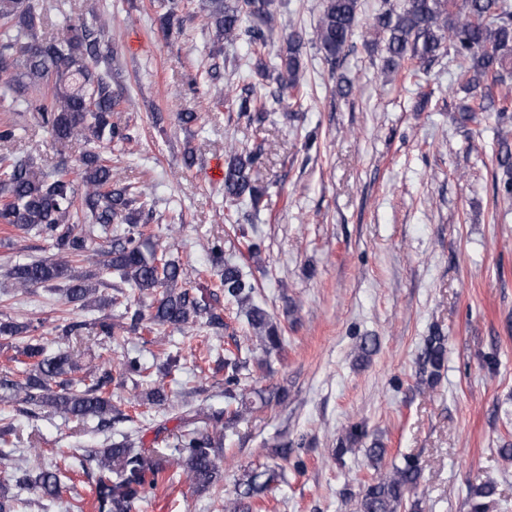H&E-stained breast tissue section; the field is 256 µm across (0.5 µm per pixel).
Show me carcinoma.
<instances>
[{"label": "carcinoma", "instance_id": "cac0c4a2", "mask_svg": "<svg viewBox=\"0 0 512 512\" xmlns=\"http://www.w3.org/2000/svg\"><path fill=\"white\" fill-rule=\"evenodd\" d=\"M159 15V29L170 45L183 35V17L178 0H167ZM273 0H207L205 6L214 38L209 56L224 55V43L244 40L257 48L266 47V31L273 27ZM44 14L40 0H0V103L13 112H33L39 125L58 142L83 141L94 146L69 165L38 166L29 156H0V224L19 234L34 233L50 241L57 250L52 259L17 263L8 277L22 291L63 284L67 302L80 307L96 303L101 307L125 305L132 311L130 324L123 327L101 318L93 323L96 335L112 341L124 332L156 333L162 327L180 329L200 322L213 329L224 328V317L193 293L181 263L172 258L154 235L145 232L153 220L154 201L143 187L117 179L106 164L100 148L130 140L128 127L113 120L124 102L112 72L114 50L106 23L88 22L83 16L62 13V23L54 37L38 36ZM359 24V0H322L321 13L311 39L330 72L345 56ZM369 33L386 41L388 57L383 74L397 73L404 64H413L412 77L446 57L455 62L467 90H479V99L459 109L464 121L493 111L504 118L512 112V0H404L395 6L382 0L378 12L367 23ZM303 33L294 30L284 47L277 50L278 62L268 65L256 59L255 69L271 78L276 89L256 96L250 85L232 98L243 115L270 111L288 95L300 104L303 91ZM498 162L509 176L506 195H512V140L499 131ZM260 152H240L229 147L224 165V197L236 202L249 199L259 208L268 188L252 181L251 171ZM81 176L83 192H78L72 174ZM96 238L103 244L92 249ZM97 256V273H83L73 263ZM211 263L220 271L224 297L245 311L248 325L265 349H279L282 336L268 312L255 304L256 286L240 267L225 258L224 241L216 238L210 247ZM105 274H114L120 283L112 285V295L102 296L99 288ZM159 292L149 314L131 310L126 290ZM31 324L0 322V336H28L16 353L30 361L22 380L0 379L5 389L34 407H50L76 420L98 418L102 427L112 423L110 387L114 375L133 379L149 376V367L137 357L118 363H103L90 374L81 390L72 388L68 375L75 371L71 355H46V349L32 333ZM419 361L426 382L434 384L447 361L446 339L440 335L424 339ZM247 361L234 353L224 356V413L211 417L213 431L222 433L252 408L253 401L240 388V373ZM366 437L353 426L338 439L333 456L341 458L348 446ZM180 460L190 482L206 491L220 479L218 459L223 440L205 432L184 434L178 444ZM386 449L374 442L367 449L374 474L364 485L356 512H401L410 494L418 487L421 467L414 458L400 466L383 468ZM99 469L96 483L97 512H131L133 503L152 493L164 480L162 458L147 461L135 452L134 443L113 444L95 455ZM17 482L54 497L59 491L56 472L41 465L16 467ZM277 479L270 469H255L237 483L228 512H253L251 502L264 495ZM496 485L486 480L470 490L471 512H486L487 499Z\"/></svg>", "mask_w": 512, "mask_h": 512}]
</instances>
